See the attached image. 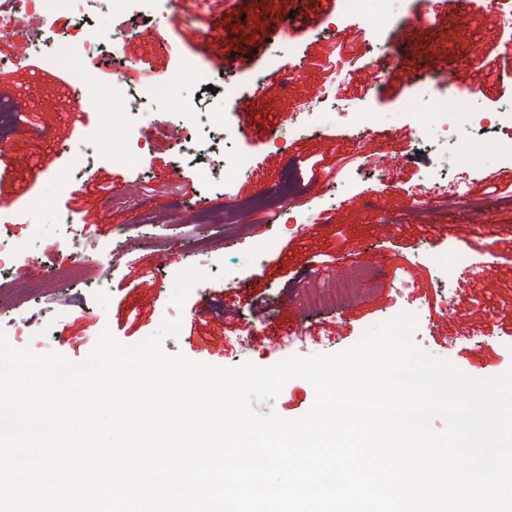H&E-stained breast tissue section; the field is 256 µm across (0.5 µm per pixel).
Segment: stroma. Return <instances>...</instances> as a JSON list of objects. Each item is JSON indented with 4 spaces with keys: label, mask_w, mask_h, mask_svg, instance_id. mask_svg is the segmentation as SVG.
<instances>
[{
    "label": "stroma",
    "mask_w": 512,
    "mask_h": 512,
    "mask_svg": "<svg viewBox=\"0 0 512 512\" xmlns=\"http://www.w3.org/2000/svg\"><path fill=\"white\" fill-rule=\"evenodd\" d=\"M386 8L396 25L351 23L340 0H175L154 21L89 0L84 14L55 10L0 42V211L28 218L0 229L18 251L0 279L8 343L78 363L103 330L135 346L177 320L167 354L270 367L338 353L409 312L415 344L433 356L478 378L511 370L512 186L479 171L512 174V128L497 125L512 109V32L454 5L433 25L417 22L419 0ZM293 13L307 21L288 34ZM78 28L118 46L79 85L68 46ZM340 45L348 53L338 59ZM488 59L498 78L487 76ZM187 60L209 87L186 78L173 97L144 104L147 122L182 126L220 112L225 129H198L191 152L151 133L129 158L126 131L106 110L114 75L136 88L169 80ZM440 60L490 122L455 140L474 174L451 201L426 191L447 148L423 131L432 105L414 92ZM228 76L241 88L230 101ZM327 93L337 111H324ZM347 104L371 115L365 142L341 111ZM238 154L252 157L248 172L211 177ZM281 190L287 224L252 206ZM70 237L81 239L80 255L64 246ZM259 247L268 253L257 266ZM455 251L470 273L448 263ZM351 278L362 281L358 294L337 301ZM312 293L326 308H308ZM314 400L296 378L258 410L296 419Z\"/></svg>",
    "instance_id": "stroma-1"
}]
</instances>
